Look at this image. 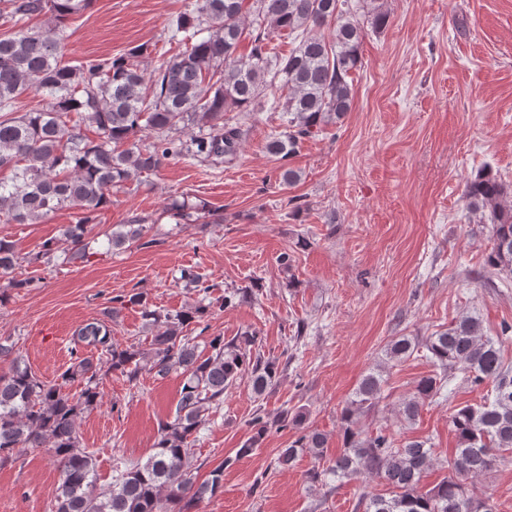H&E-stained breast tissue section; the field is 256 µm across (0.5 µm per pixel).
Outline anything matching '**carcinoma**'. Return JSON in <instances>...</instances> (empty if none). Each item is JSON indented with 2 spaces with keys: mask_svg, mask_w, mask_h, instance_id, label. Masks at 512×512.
<instances>
[{
  "mask_svg": "<svg viewBox=\"0 0 512 512\" xmlns=\"http://www.w3.org/2000/svg\"><path fill=\"white\" fill-rule=\"evenodd\" d=\"M92 0H0V222L33 224L64 207L81 211L58 238L45 244L46 262H87L93 256L85 237L96 214L110 202L112 188L157 171L172 157L220 163L237 153L243 130L224 121L226 112H254L269 102L267 90L280 97L272 105L287 115L284 129L268 141L267 151L285 161L299 144L322 128L341 123L350 111L351 73L362 65L364 27L348 0H254V18L246 23L244 0H194L191 12L176 17L174 34L191 42L183 53L148 72L140 62L148 46H136L114 57L62 62L66 21L86 10ZM49 15L46 29L29 21ZM286 33L296 46L286 55L270 52L274 37ZM250 50L239 52L243 40ZM27 92L50 98L45 109L13 115L16 100ZM97 128L99 139L87 138L81 123ZM198 130L190 141L176 134ZM153 141L141 144L143 133ZM468 207L488 215L493 247L485 262L488 274L512 275V194L490 171L467 181ZM173 218L190 221L205 211L202 204L175 200ZM144 225L129 224L107 236L117 249L142 238ZM19 265L14 246L0 239V273ZM211 304L199 302L187 311H144L157 328L151 347L121 346L112 329L94 320L72 336L71 365L61 382L41 380L12 347L0 344V360L11 362L0 374V463L25 448H46L60 463V480L52 492V512H193L221 487L224 467L196 481L190 461L192 438L208 421L213 404L224 391L246 379L260 397L278 376V363L255 351L257 337L246 332L230 341L214 336L202 349L186 329L210 314ZM501 336H485L478 317L462 316L445 331L420 344L408 336L392 340L391 360L410 357L424 347L437 373L421 378L401 415L412 422L421 402L445 396L454 370L467 373L474 385L492 384V398L479 404L450 407V425L457 437L454 474L431 490H418L432 464L427 442L397 443L381 428L365 433L358 417L379 400L382 375L370 372L340 415L343 450L330 465L309 479L339 480L357 474L384 478L395 489L389 498L364 492L358 505L365 512H493L479 502L466 480L489 470L495 451L512 450V367L503 363ZM159 376L179 371L184 377L171 420L160 425L145 461L125 462L113 469L107 484L99 483L94 452L83 447L78 420L100 401L101 372L117 371L130 383L139 379L142 364ZM77 385L78 391L62 388ZM253 434L237 456L253 453L271 422L260 414L249 422ZM327 438L303 431L281 449L278 463L291 465L309 452L323 458Z\"/></svg>",
  "mask_w": 512,
  "mask_h": 512,
  "instance_id": "cac0c4a2",
  "label": "carcinoma"
}]
</instances>
